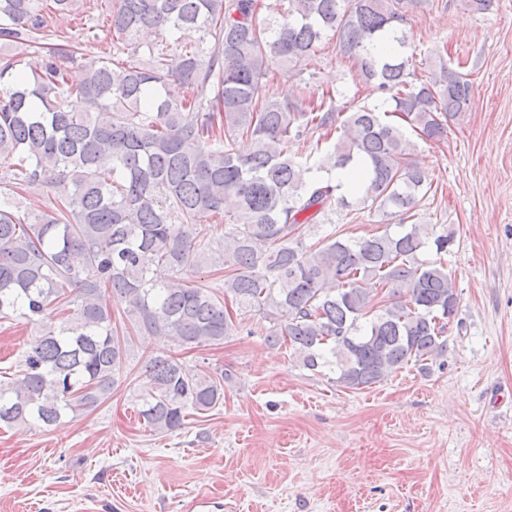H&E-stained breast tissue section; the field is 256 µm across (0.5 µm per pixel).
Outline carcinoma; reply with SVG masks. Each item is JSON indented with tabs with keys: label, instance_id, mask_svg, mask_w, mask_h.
<instances>
[{
	"label": "carcinoma",
	"instance_id": "carcinoma-1",
	"mask_svg": "<svg viewBox=\"0 0 512 512\" xmlns=\"http://www.w3.org/2000/svg\"><path fill=\"white\" fill-rule=\"evenodd\" d=\"M105 2L129 61L92 59L74 83L76 47L38 48L43 0H0V185L50 196L36 213L0 199V320L39 326L23 377L0 382V424L56 426L121 385L131 337L100 303L106 291L138 335L186 348L222 344L229 305L256 313L269 344L288 342L304 368L346 389L411 363L429 370L459 299L444 259L454 236L407 223L428 188L415 139L446 142L472 84L439 50L426 79L410 70L402 26L419 0H287L274 18L259 17L260 0ZM151 33L174 37L175 62L140 40ZM330 40L388 107L342 119L328 91L304 107L266 96L274 70ZM386 41L394 52L376 55ZM20 42L30 59L9 53ZM314 129L305 158L291 155L288 138ZM338 169L353 173L348 186ZM334 203L396 230L306 243L302 226L326 223ZM207 213L229 217L223 237L197 226ZM209 265L224 271L222 297L186 277ZM140 378L138 415L167 433L221 405L231 374L157 355Z\"/></svg>",
	"mask_w": 512,
	"mask_h": 512
}]
</instances>
